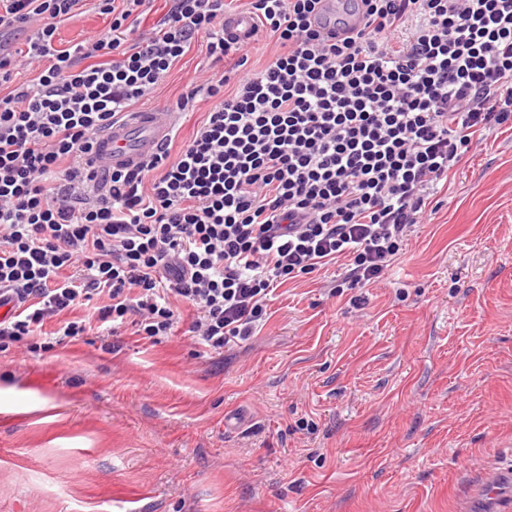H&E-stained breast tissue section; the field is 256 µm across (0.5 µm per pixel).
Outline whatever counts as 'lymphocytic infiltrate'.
I'll list each match as a JSON object with an SVG mask.
<instances>
[{"instance_id": "obj_1", "label": "lymphocytic infiltrate", "mask_w": 512, "mask_h": 512, "mask_svg": "<svg viewBox=\"0 0 512 512\" xmlns=\"http://www.w3.org/2000/svg\"><path fill=\"white\" fill-rule=\"evenodd\" d=\"M97 0L109 26L71 48L57 31L80 0H0V31L39 27L26 50L0 43V347L37 350L124 324L171 335L179 305L213 352L253 336L285 281L349 259L347 286L377 282L439 185L512 123V0H349L365 26L324 31L321 0H252L251 46L224 33V0ZM235 62L191 82L214 106L192 138L134 170L96 169L97 138L147 99L195 41ZM96 305L95 319L75 316Z\"/></svg>"}]
</instances>
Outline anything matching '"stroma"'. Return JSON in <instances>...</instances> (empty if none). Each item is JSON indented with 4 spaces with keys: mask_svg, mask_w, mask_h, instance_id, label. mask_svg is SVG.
I'll return each mask as SVG.
<instances>
[{
    "mask_svg": "<svg viewBox=\"0 0 512 512\" xmlns=\"http://www.w3.org/2000/svg\"><path fill=\"white\" fill-rule=\"evenodd\" d=\"M94 0L60 47L105 28ZM214 68L200 44L149 103ZM374 284L277 288L248 341L133 327L0 351V512H467L512 451V128L465 156Z\"/></svg>",
    "mask_w": 512,
    "mask_h": 512,
    "instance_id": "obj_1",
    "label": "stroma"
}]
</instances>
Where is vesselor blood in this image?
Wrapping results in <instances>:
<instances>
[{"label":"vessel or blood","mask_w":512,"mask_h":512,"mask_svg":"<svg viewBox=\"0 0 512 512\" xmlns=\"http://www.w3.org/2000/svg\"><path fill=\"white\" fill-rule=\"evenodd\" d=\"M226 32L241 42L250 41L253 22L249 14L225 18ZM174 113L165 107L134 110L113 123L98 139L97 161L106 168L135 169L171 136ZM475 498L482 512H512V465L486 472Z\"/></svg>","instance_id":"1"}]
</instances>
